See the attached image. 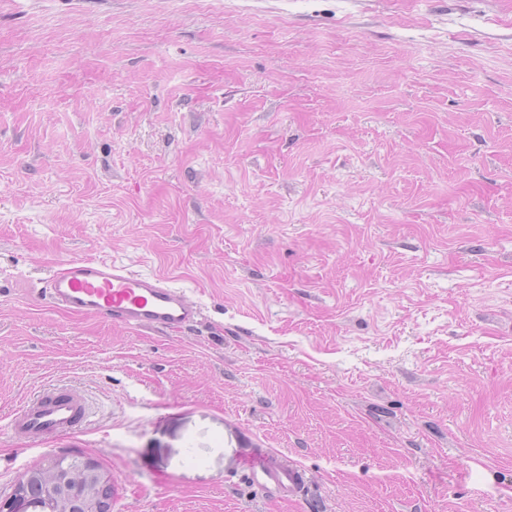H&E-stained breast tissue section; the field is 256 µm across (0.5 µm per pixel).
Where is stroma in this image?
Listing matches in <instances>:
<instances>
[{"label": "stroma", "mask_w": 512, "mask_h": 512, "mask_svg": "<svg viewBox=\"0 0 512 512\" xmlns=\"http://www.w3.org/2000/svg\"><path fill=\"white\" fill-rule=\"evenodd\" d=\"M73 258L204 316L59 310ZM49 384L90 423L13 439ZM59 456L112 512H512V0H0V498ZM251 479L269 489L293 496L305 485L302 470L280 461H272L266 452H260L247 463ZM82 504L92 508L91 512H112V477L96 481L90 498Z\"/></svg>", "instance_id": "stroma-1"}]
</instances>
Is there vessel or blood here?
<instances>
[{
	"label": "vessel or blood",
	"instance_id": "1",
	"mask_svg": "<svg viewBox=\"0 0 512 512\" xmlns=\"http://www.w3.org/2000/svg\"><path fill=\"white\" fill-rule=\"evenodd\" d=\"M44 292L65 311L106 318L133 328L179 330L196 323L201 307L162 275L144 276L103 259L74 258L45 282ZM89 410L77 391L48 387L11 414L13 438L35 443L73 434L87 424ZM251 479L293 495L305 485L302 470L259 453L247 464Z\"/></svg>",
	"mask_w": 512,
	"mask_h": 512
}]
</instances>
